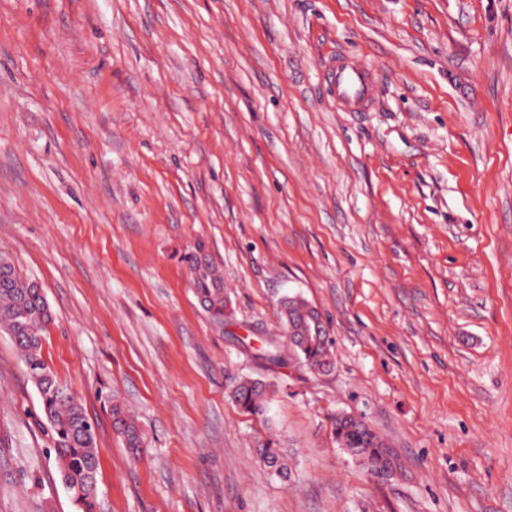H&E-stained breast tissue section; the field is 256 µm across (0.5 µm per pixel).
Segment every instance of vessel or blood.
<instances>
[{
    "label": "vessel or blood",
    "mask_w": 512,
    "mask_h": 512,
    "mask_svg": "<svg viewBox=\"0 0 512 512\" xmlns=\"http://www.w3.org/2000/svg\"><path fill=\"white\" fill-rule=\"evenodd\" d=\"M325 80L338 110L369 111L378 83L375 69L346 55H337L325 72Z\"/></svg>",
    "instance_id": "obj_1"
}]
</instances>
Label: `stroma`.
I'll return each mask as SVG.
<instances>
[{"instance_id": "stroma-1", "label": "stroma", "mask_w": 512, "mask_h": 512, "mask_svg": "<svg viewBox=\"0 0 512 512\" xmlns=\"http://www.w3.org/2000/svg\"><path fill=\"white\" fill-rule=\"evenodd\" d=\"M339 52L376 69L370 111L334 108ZM0 254L42 286L45 357L95 424V512H512V0H0ZM296 294L328 372L259 357ZM339 413L390 475L338 446ZM0 512H79L3 333ZM185 262L201 307L214 324L224 327L232 312L230 300L224 292L223 269L201 244L186 254ZM264 393L265 386L261 381L242 377L233 385L231 398L242 412L266 422L267 404ZM112 423L119 434L124 437L127 448L137 452L143 447L139 428L125 409L118 403L112 405ZM334 433L339 446L349 449L371 473L384 472L391 467L385 443L363 420L351 415H336ZM256 454L259 460L272 472L279 476L286 475L288 467L280 448H275L270 440L262 441L259 448H256Z\"/></svg>"}]
</instances>
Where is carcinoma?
Masks as SVG:
<instances>
[{
    "instance_id": "cac0c4a2",
    "label": "carcinoma",
    "mask_w": 512,
    "mask_h": 512,
    "mask_svg": "<svg viewBox=\"0 0 512 512\" xmlns=\"http://www.w3.org/2000/svg\"><path fill=\"white\" fill-rule=\"evenodd\" d=\"M197 299L211 321L224 326L232 316L230 300L224 292L223 269L197 245L185 256ZM283 331L300 361L315 372L332 364L333 340L329 336H305L298 308L280 302ZM53 312L40 285L18 272L12 259L0 255V332L11 336L26 373L35 385L41 410L53 433L57 468L62 482L71 492L81 512H95L98 444L94 424L87 416L81 399L53 372L43 354V342ZM231 398L239 409L254 418L267 421L265 386L256 379L242 377L232 387ZM112 423L124 437L126 447H143L139 428L118 403L112 405ZM336 441L349 449L368 471H385L391 459L383 440L363 420L339 414L334 418ZM259 460L279 476L288 467L281 450L270 440L256 449Z\"/></svg>"
}]
</instances>
